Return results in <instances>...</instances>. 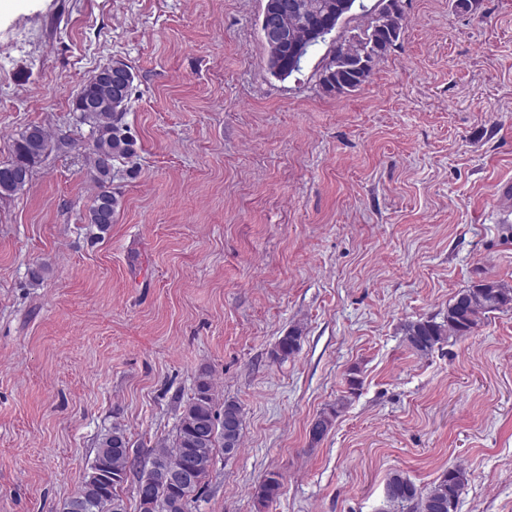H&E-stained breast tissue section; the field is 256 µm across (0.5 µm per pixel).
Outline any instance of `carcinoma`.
<instances>
[{
	"instance_id": "obj_1",
	"label": "carcinoma",
	"mask_w": 512,
	"mask_h": 512,
	"mask_svg": "<svg viewBox=\"0 0 512 512\" xmlns=\"http://www.w3.org/2000/svg\"><path fill=\"white\" fill-rule=\"evenodd\" d=\"M357 0H348L346 10L318 37H309V24L296 21L297 49L267 46L269 73L285 80L301 68L311 48L326 42L355 7ZM403 0H378L370 25L348 40L334 45L325 57L320 77L324 93L351 92L365 84L377 61L398 45L404 37ZM129 70L123 59H114L99 68L106 74L100 78L92 72L72 100V112L78 122L89 126L88 165L90 176L99 188L85 214V223L104 232L114 223L118 200L108 190L114 177L115 162L135 156L136 141L125 122L133 86L124 95L112 93V70ZM50 135L41 125L26 127L13 143L11 159L0 163V199L10 198L26 184L16 180L21 168H36L49 150ZM512 308V286L489 280L459 292L448 304V312L438 322L420 319L404 325L405 339L415 353L428 355L451 337L471 335L479 322L496 311ZM302 332L293 327L279 338L273 358L284 362L300 345ZM362 387V380L352 374L347 379V394L323 410L310 424V442L317 444L332 429L336 418L348 405L349 397ZM243 410L230 400H221L212 382L200 377L193 396L185 405L172 444L162 443L154 450L149 466L141 469L130 458L129 440L118 425L99 439L94 460L77 489L68 497L62 512H127L119 490L130 474L136 475L135 501L137 512H193L204 493L214 467L217 450L238 451L241 447ZM469 475L460 465H451L432 485L420 488L409 478L393 475L386 485V498L408 512H458L461 496ZM281 489V475L266 474L255 488L262 503L273 501Z\"/></svg>"
}]
</instances>
